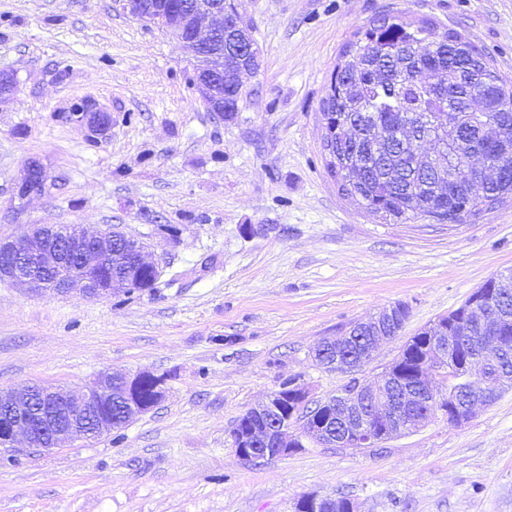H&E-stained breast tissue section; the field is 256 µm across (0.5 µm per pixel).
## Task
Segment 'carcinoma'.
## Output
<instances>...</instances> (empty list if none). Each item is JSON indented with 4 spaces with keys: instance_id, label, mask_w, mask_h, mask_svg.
I'll return each mask as SVG.
<instances>
[{
    "instance_id": "1",
    "label": "carcinoma",
    "mask_w": 512,
    "mask_h": 512,
    "mask_svg": "<svg viewBox=\"0 0 512 512\" xmlns=\"http://www.w3.org/2000/svg\"><path fill=\"white\" fill-rule=\"evenodd\" d=\"M322 116L336 117L348 134L336 135V154H325L338 192L387 224L416 220L439 206L443 177L433 169L422 144L397 136L404 125H418L436 150L467 154L484 140L487 122L512 142V109L502 108L512 80L502 77L485 54L456 29L431 20L376 19L358 29L343 47ZM418 70L429 82L415 78ZM512 195V161L486 193H474L468 215ZM499 312L512 331V291L495 279ZM423 344L403 349L401 378L408 381L423 356Z\"/></svg>"
}]
</instances>
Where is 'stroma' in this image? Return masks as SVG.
<instances>
[{
  "label": "stroma",
  "mask_w": 512,
  "mask_h": 512,
  "mask_svg": "<svg viewBox=\"0 0 512 512\" xmlns=\"http://www.w3.org/2000/svg\"><path fill=\"white\" fill-rule=\"evenodd\" d=\"M261 53L233 121L209 112L183 46L122 0H0V238L33 224L119 226L160 265L154 291L89 299L0 282V388L166 376L152 410L97 439L0 463V512H512V391L468 423L379 448L307 445L241 460L239 417L293 377L316 402L373 378L420 329L512 270V199L476 222L384 224L341 196L322 101L343 46L383 14L460 31L512 78V0H238ZM112 115L101 143L71 118ZM37 159L46 190L12 188ZM176 225L177 237L161 232ZM401 303L400 335L356 371L312 353Z\"/></svg>",
  "instance_id": "stroma-1"
}]
</instances>
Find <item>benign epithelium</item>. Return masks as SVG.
<instances>
[{
  "label": "benign epithelium",
  "instance_id": "7a95c632",
  "mask_svg": "<svg viewBox=\"0 0 512 512\" xmlns=\"http://www.w3.org/2000/svg\"><path fill=\"white\" fill-rule=\"evenodd\" d=\"M128 10L144 20L164 11L154 3L142 0H125ZM170 30L178 37L195 65L197 86L210 97V107L218 117L231 121L239 107L224 103V82H240L242 73H257L260 52L251 35L240 25L239 14L228 7L220 10L205 0H189L178 11L171 12ZM224 36L226 53L236 60H247L250 66L225 72L224 55L211 51L216 40ZM75 121L88 129L95 141L105 139L112 127V115L98 112L89 105L74 113ZM452 183L441 190L448 207L459 213L464 209L462 189L470 182L485 175L496 177L487 168L479 152L469 158L455 159L451 163ZM46 174L36 159L26 163L24 178L15 184V197L21 201L40 196L45 191ZM133 252L136 265L145 271H156L158 266L145 255V246L138 239ZM114 238L112 229H87L80 225L67 231L56 226L30 225V234L20 239H0V280L27 291L44 288L40 271L62 264L71 254L79 257L83 279L81 287L68 283L58 286L63 294L78 293L84 298H103L114 293L112 271L107 258L112 256ZM476 324L485 331L480 347L462 367L449 358L459 338L448 333L443 324L431 337V354L436 364L420 372L417 382L404 391L389 395L388 388L397 383L392 369L385 368L372 379L357 383L352 389L330 396L308 406L309 391L301 383L290 394L292 417L284 415L279 395L273 391L265 402L251 412L260 420V427L249 431L233 428L231 436L237 455L244 461L258 462L271 455H286L305 447V443L336 448H377L387 440L418 429L426 421L439 415L448 423L461 425L469 422L481 407L492 404L500 385L512 375L505 371L494 374L487 383L489 371L512 348V338L496 335L500 321L494 301L476 290L471 302ZM408 317L403 304H395L377 316L353 325L355 332H367L362 339L364 348L358 358L342 357L351 337L342 334L326 341L328 348L337 352L332 364L356 370L370 359L372 351L383 339L399 336ZM453 373L466 382L473 383L472 393L460 401L446 392V373ZM156 374L143 370L134 376H114L105 373L80 390H65L49 386L26 384L0 389V456L13 457L18 436L25 437L28 449L42 452L64 443L91 440L112 431V396L114 386H119L127 399L123 409L126 420L147 412L164 396L165 382L152 386V397L147 403L137 400L136 388L144 378ZM327 498L308 494L298 500L295 512H328Z\"/></svg>",
  "mask_w": 512,
  "mask_h": 512
}]
</instances>
